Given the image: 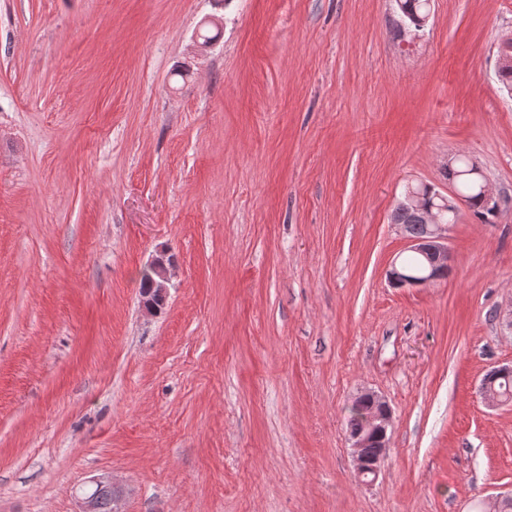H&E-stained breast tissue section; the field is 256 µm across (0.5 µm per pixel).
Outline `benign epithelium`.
Masks as SVG:
<instances>
[{
    "mask_svg": "<svg viewBox=\"0 0 512 512\" xmlns=\"http://www.w3.org/2000/svg\"><path fill=\"white\" fill-rule=\"evenodd\" d=\"M405 203L415 210L426 213L428 236L418 238L406 236L408 250L425 256L429 266L426 273L418 279L408 277L392 267L390 270L392 283L402 287H417L431 285L437 281L438 271L448 266V231L450 225L442 221L445 207L428 202V198L417 190H411L405 197ZM171 259L167 251L162 250L153 257L147 266L151 273L152 291L159 299H167ZM369 396L375 401L376 408L360 410L363 429L352 436L354 450L355 471L359 476H375L378 474L381 463L388 448V430L391 423V413L386 402L374 393ZM379 441L378 454L372 458L361 455L360 449L367 446L369 440Z\"/></svg>",
    "mask_w": 512,
    "mask_h": 512,
    "instance_id": "7a95c632",
    "label": "benign epithelium"
}]
</instances>
